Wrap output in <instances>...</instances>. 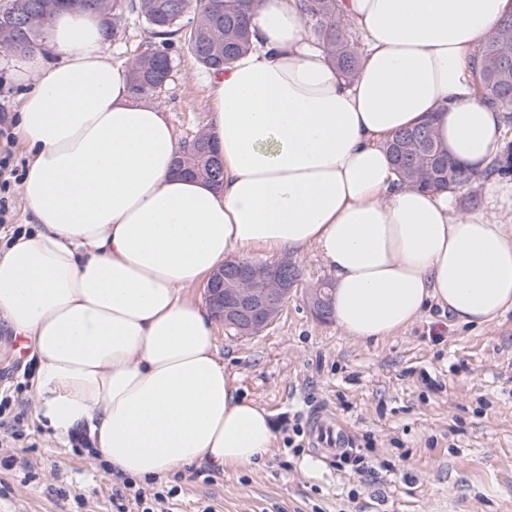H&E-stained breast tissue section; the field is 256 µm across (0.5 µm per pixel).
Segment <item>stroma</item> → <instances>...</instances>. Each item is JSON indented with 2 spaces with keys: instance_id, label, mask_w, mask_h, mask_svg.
<instances>
[{
  "instance_id": "35a3bbf8",
  "label": "stroma",
  "mask_w": 512,
  "mask_h": 512,
  "mask_svg": "<svg viewBox=\"0 0 512 512\" xmlns=\"http://www.w3.org/2000/svg\"><path fill=\"white\" fill-rule=\"evenodd\" d=\"M145 21L125 14L108 41L129 65L158 47ZM173 72L152 103L178 140L206 131L213 102L207 72L182 41ZM17 57L0 55V160L24 165L11 116L25 91ZM299 290L258 336L237 339L216 325L224 368L240 395L276 425L269 454L242 469L206 466L133 487L162 493L153 512H512V309L461 325L430 306L405 328L375 340L346 336L310 312L305 292L330 273L315 248L296 254ZM28 339L0 319V391L10 397L0 426V512H116L121 477L92 445L59 442L35 417ZM328 409L345 426L365 470L312 452L310 418ZM304 429L290 437L285 420Z\"/></svg>"
}]
</instances>
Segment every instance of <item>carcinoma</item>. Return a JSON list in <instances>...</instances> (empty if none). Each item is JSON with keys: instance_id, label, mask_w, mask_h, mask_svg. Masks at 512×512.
Segmentation results:
<instances>
[{"instance_id": "1", "label": "carcinoma", "mask_w": 512, "mask_h": 512, "mask_svg": "<svg viewBox=\"0 0 512 512\" xmlns=\"http://www.w3.org/2000/svg\"><path fill=\"white\" fill-rule=\"evenodd\" d=\"M34 8L24 13L20 22L14 20V3L0 10V52L12 53L21 49L26 54L41 45L56 14L65 9L67 0H20ZM253 0H84L83 9L99 13L106 26L117 31L127 10L141 16L161 47L137 55L130 64L131 90L138 99L154 96L162 89L159 71L172 67L169 55L173 37L184 34L196 61L206 70L220 72L231 65L252 45L253 31L250 16ZM309 33L325 50L331 64L339 73L352 79L358 73L359 56L351 41L352 23L339 9V0H297ZM191 13V26L183 31V15ZM481 63L474 69V88L489 106L502 112L506 123L512 122V14L502 17L493 35L480 51ZM411 130L394 134L385 144L389 155L404 154V161L395 165L403 184L428 191L468 188L477 181L466 169L454 171L448 180L432 186L428 183L430 153L441 148L433 131H428L427 143L407 139ZM213 144L207 133H199L187 143L176 157L177 168L208 179L219 185L224 178L220 169L212 168L208 152ZM512 157L508 145L485 171V176L512 174V163L504 164L505 156Z\"/></svg>"}]
</instances>
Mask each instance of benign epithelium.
Masks as SVG:
<instances>
[{
  "label": "benign epithelium",
  "instance_id": "obj_1",
  "mask_svg": "<svg viewBox=\"0 0 512 512\" xmlns=\"http://www.w3.org/2000/svg\"><path fill=\"white\" fill-rule=\"evenodd\" d=\"M296 264L288 257L276 262L243 263L228 259L204 287L213 318L240 337L255 336L268 328L288 295L298 287Z\"/></svg>",
  "mask_w": 512,
  "mask_h": 512
}]
</instances>
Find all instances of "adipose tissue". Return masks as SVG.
Listing matches in <instances>:
<instances>
[{
    "mask_svg": "<svg viewBox=\"0 0 512 512\" xmlns=\"http://www.w3.org/2000/svg\"><path fill=\"white\" fill-rule=\"evenodd\" d=\"M340 3L366 38L350 82L296 0H254V47L208 78L218 188L176 172L173 127L132 99L97 13L60 11L16 69L37 229L0 256V317L32 343L37 417L62 440L86 429L118 476L245 468L273 447L269 413L238 395L207 309L186 294L228 258L315 247L354 339L433 304L475 325L512 308V235L454 213L447 192L400 185L384 148L429 119L484 174L502 125L475 94L473 59L512 0Z\"/></svg>",
    "mask_w": 512,
    "mask_h": 512,
    "instance_id": "ef3b65f1",
    "label": "adipose tissue"
}]
</instances>
